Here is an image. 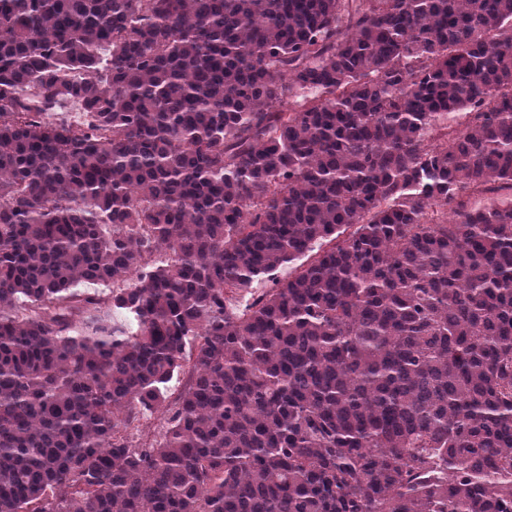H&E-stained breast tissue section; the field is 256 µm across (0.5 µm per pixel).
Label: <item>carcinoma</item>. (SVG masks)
<instances>
[{"label":"carcinoma","instance_id":"obj_1","mask_svg":"<svg viewBox=\"0 0 512 512\" xmlns=\"http://www.w3.org/2000/svg\"><path fill=\"white\" fill-rule=\"evenodd\" d=\"M0 512H512V0H0Z\"/></svg>","mask_w":512,"mask_h":512}]
</instances>
